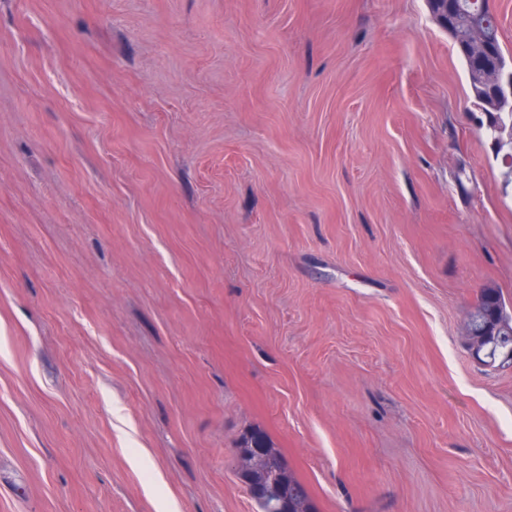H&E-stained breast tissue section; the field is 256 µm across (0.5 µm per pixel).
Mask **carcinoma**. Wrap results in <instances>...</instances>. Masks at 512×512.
<instances>
[{
    "label": "carcinoma",
    "instance_id": "carcinoma-1",
    "mask_svg": "<svg viewBox=\"0 0 512 512\" xmlns=\"http://www.w3.org/2000/svg\"><path fill=\"white\" fill-rule=\"evenodd\" d=\"M458 9L454 23L448 25L453 40L469 37L470 24L473 21L471 0H456ZM512 72V54L507 55L498 49L495 64L488 70L477 73L470 64H465L466 81L469 98L486 120L481 122L486 137L491 141L495 158L500 161L512 160V100L492 98L487 87L499 79L505 72ZM492 305L490 313L484 320H467L465 339L468 344L477 341L492 342L501 347H512V310L508 309L506 300L499 289L493 286L483 288L475 308L483 312L487 305ZM242 457L248 474L263 478L275 474L279 480L299 484L292 473L286 471L279 456L270 447L269 442L259 434L245 435L242 438Z\"/></svg>",
    "mask_w": 512,
    "mask_h": 512
}]
</instances>
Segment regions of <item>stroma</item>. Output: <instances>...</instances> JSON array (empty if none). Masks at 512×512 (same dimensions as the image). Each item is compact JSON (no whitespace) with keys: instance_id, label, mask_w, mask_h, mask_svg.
Wrapping results in <instances>:
<instances>
[{"instance_id":"obj_1","label":"stroma","mask_w":512,"mask_h":512,"mask_svg":"<svg viewBox=\"0 0 512 512\" xmlns=\"http://www.w3.org/2000/svg\"><path fill=\"white\" fill-rule=\"evenodd\" d=\"M426 0H0V512H512V186ZM491 301L493 306L487 317L480 322L479 317L472 321L471 312L469 313L468 320L465 327V339L470 348L473 343L480 342H493L497 346L509 347L512 349V313L508 309L506 300L499 288L494 286H486L483 288L480 299L478 300L475 308L478 312H484L487 309L488 302ZM506 315L502 317V312ZM494 340V341H493ZM486 358L484 347L473 346L471 354L480 359V354ZM474 358V356H473ZM475 359V358H474ZM253 444L256 448H267V459L261 465V469L255 467L252 463L253 453L250 448H253ZM242 457L244 458L245 470H248V474L255 475L258 478L268 477L269 474L274 473L279 480L288 482V484L302 485L297 478L288 470V473L283 466L277 453L271 448L269 442L259 434L244 435L242 438ZM244 470V472H245ZM245 482L253 497L272 498L276 504L275 509L284 512H288L289 502L302 494L301 489L288 488V485L275 484L273 481H266L263 485H256L252 481L247 480Z\"/></svg>"}]
</instances>
